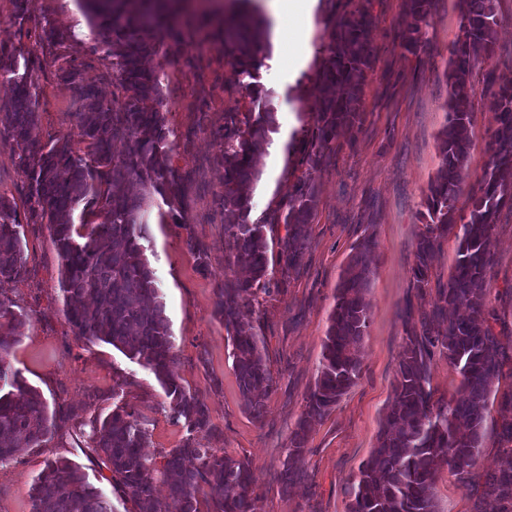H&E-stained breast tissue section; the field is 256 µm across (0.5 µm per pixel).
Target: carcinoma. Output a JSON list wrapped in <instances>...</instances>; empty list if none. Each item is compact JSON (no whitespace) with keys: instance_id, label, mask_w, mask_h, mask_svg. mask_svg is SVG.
Instances as JSON below:
<instances>
[{"instance_id":"carcinoma-1","label":"carcinoma","mask_w":512,"mask_h":512,"mask_svg":"<svg viewBox=\"0 0 512 512\" xmlns=\"http://www.w3.org/2000/svg\"><path fill=\"white\" fill-rule=\"evenodd\" d=\"M224 19L225 54L252 79L268 55L265 20L253 0H230ZM111 57L108 77L126 98L115 109L94 85L79 87L80 147L71 141H41L36 109L40 86L30 58L0 55V72L10 76L13 94L0 104V139L20 147L17 166L26 177L27 220L47 223L60 259L58 280L65 316L75 336L103 342L149 370L164 392L175 420L188 436L156 466L142 448L148 428L139 411L116 406L103 419L68 412L49 414L40 392L29 386L11 356L25 324L23 308L0 293V463L28 448H40L63 429H76L110 476L114 490L134 502L138 512H253L255 483L251 463L202 443L213 431L209 409L178 382L170 322L160 301L155 271L143 240L154 195L173 218H185L186 176L173 166L174 132L156 109L162 97L158 73L143 65L160 37L180 36L182 0H78ZM433 0H407V51L422 45L423 24ZM461 36L454 43L446 71L448 122L438 136L440 165L423 200L426 220L417 238L412 268L414 287L429 286L433 262L448 241H457L455 264L447 283L437 284V298L420 317V330L406 337L399 363L394 402L377 445L359 468L349 512H439L436 476L448 466L459 473L474 465L483 447L492 385L501 370L494 314L486 307L493 265L494 224L504 208L512 209V78L505 77L496 100V129L488 143L489 161L476 184L464 180L474 129L468 102L476 71L494 57L501 25L499 0H461ZM372 22L360 9L341 16L318 75L322 89L313 125L304 130L305 173L288 190V205L278 220L285 235L277 253H269L267 223H251L247 188L258 180L255 158L277 132L276 113L257 101L256 112H229L224 122V245L245 278L220 289L215 313L224 320L231 342L232 367L247 408L261 417L257 391L272 384L266 343L241 319L243 308L279 291L276 273L300 266L308 224L318 205L313 173L327 161L337 138L354 134L361 122L359 101L374 58ZM123 140L126 151L112 154ZM136 181L141 192L121 190ZM468 195V216L456 203ZM99 208L101 221L75 224L80 204ZM16 206L0 197V280H15L29 270ZM374 234L352 247L336 286L335 304L323 340L322 361L306 407L278 476L283 489L295 479L290 462L300 457L312 426L324 418L356 383L358 348L370 320L368 288L374 275ZM468 313L454 315L458 304ZM448 360L460 377V398L434 399L431 364L435 355ZM167 483L166 504L155 496V480ZM31 512H114L110 501L92 486L81 469L65 457L46 462L30 491ZM482 512H512V462L488 474Z\"/></svg>"}]
</instances>
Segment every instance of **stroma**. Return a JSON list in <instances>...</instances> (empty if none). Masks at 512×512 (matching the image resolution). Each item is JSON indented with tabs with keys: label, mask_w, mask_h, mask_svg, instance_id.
Returning a JSON list of instances; mask_svg holds the SVG:
<instances>
[{
	"label": "stroma",
	"mask_w": 512,
	"mask_h": 512,
	"mask_svg": "<svg viewBox=\"0 0 512 512\" xmlns=\"http://www.w3.org/2000/svg\"><path fill=\"white\" fill-rule=\"evenodd\" d=\"M182 14L180 41L164 39L146 63L160 69L163 86L159 107L177 138L172 160L190 177V204L184 224L164 223L163 202L151 209L146 254L158 279L160 299L171 323L179 381L209 408L214 433L207 447L223 449L252 463L256 478L255 512H348L359 466L377 444L383 418L394 398L399 362L407 332L429 310L435 288L413 285L415 244L423 229V198L440 165L437 137L448 116L449 50L460 34V0H435L417 52L404 47L406 0H318L312 28L303 36L309 55L298 67L276 64L277 45L258 79L242 74L224 53L214 34L217 15L200 8V0ZM373 21L374 69L363 87L362 123L353 137L339 138L330 160L315 174L319 203L308 226L307 248L287 289L258 307L244 310L266 339L272 386L264 396L262 417L246 408L232 360L223 320L215 313L216 294L234 280L235 268L224 250V115L252 106L253 85L261 83L279 113L283 137L258 162L260 178L251 189L250 221H266L284 210L288 190L304 172L289 158L287 144L312 122L310 111L320 96L318 73L330 36L341 14L354 9ZM499 28L494 77L479 74L471 98L475 145L467 183L478 181L488 160L486 144L496 127L494 110L500 76H512V0H499ZM68 32L70 40L42 43L44 26ZM87 19L76 0H36L23 19L12 0H0V48L33 52L41 95L37 107L41 139L78 141L71 114L78 89L58 77L60 65L81 68L82 81L97 86L121 107L123 93L103 80L107 63L91 54ZM0 196L25 213L24 176L16 166L12 142L0 143ZM376 240L375 274L367 334L360 347V376L354 386L305 443L294 467L296 481L282 489L277 477L289 439L305 410L315 383L336 284L351 247L365 228ZM29 273L1 282L28 317L11 362L36 387L49 407L85 416L105 415L115 408L112 387L126 380L125 400L148 421L147 457L161 459L187 435L164 408V393L153 374L104 343L78 340L70 329L58 284L59 257L47 225L21 230ZM195 237L208 251V267L199 270L186 240ZM494 265L486 302L497 321L494 332L504 356L494 387L512 391V210H502L493 231ZM501 409L492 404L486 438L467 475L441 469L436 497L441 512H481L487 474L505 460L512 443L501 435ZM64 456L81 465L89 482L111 502L115 512H137L100 475L83 437L70 431L44 447L30 448L0 464V512H31L29 492L46 460Z\"/></svg>",
	"instance_id": "obj_1"
}]
</instances>
